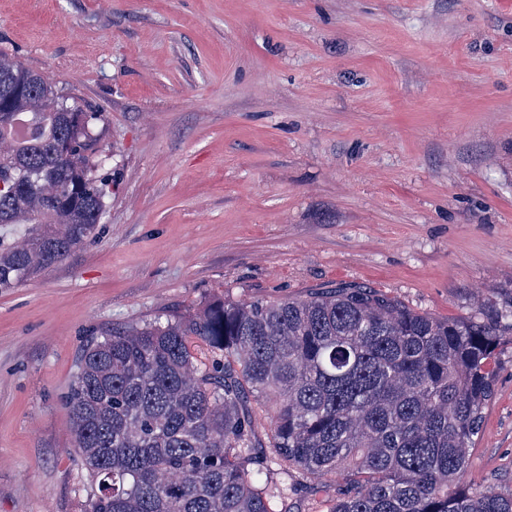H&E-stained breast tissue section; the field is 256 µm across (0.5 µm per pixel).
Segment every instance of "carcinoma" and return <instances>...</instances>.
I'll return each mask as SVG.
<instances>
[{
  "instance_id": "1",
  "label": "carcinoma",
  "mask_w": 512,
  "mask_h": 512,
  "mask_svg": "<svg viewBox=\"0 0 512 512\" xmlns=\"http://www.w3.org/2000/svg\"><path fill=\"white\" fill-rule=\"evenodd\" d=\"M2 93L6 290L84 243L109 191L95 157L101 114L61 110L40 74L0 53ZM511 335L497 313L441 320L339 286L216 300L92 340L67 397L91 478L85 512H291L305 482L336 473L344 484L328 512H512V493L461 483L494 392L490 364ZM192 337L209 349L204 367Z\"/></svg>"
}]
</instances>
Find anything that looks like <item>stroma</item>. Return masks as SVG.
I'll return each mask as SVG.
<instances>
[{
  "instance_id": "obj_1",
  "label": "stroma",
  "mask_w": 512,
  "mask_h": 512,
  "mask_svg": "<svg viewBox=\"0 0 512 512\" xmlns=\"http://www.w3.org/2000/svg\"><path fill=\"white\" fill-rule=\"evenodd\" d=\"M0 53L104 114L112 179L0 291V512H83L97 337L336 286L512 324V0H0ZM463 483L512 491V335Z\"/></svg>"
}]
</instances>
